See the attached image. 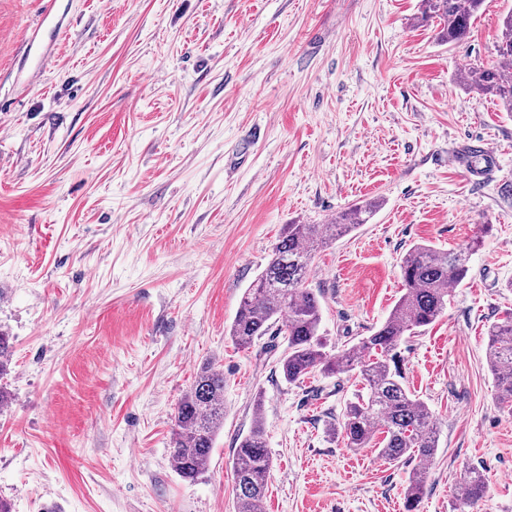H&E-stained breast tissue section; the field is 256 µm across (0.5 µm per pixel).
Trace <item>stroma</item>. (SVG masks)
<instances>
[{"label": "stroma", "instance_id": "1", "mask_svg": "<svg viewBox=\"0 0 512 512\" xmlns=\"http://www.w3.org/2000/svg\"><path fill=\"white\" fill-rule=\"evenodd\" d=\"M63 27L39 28L48 7ZM420 0H0V499L12 512H236L233 450L262 407L264 512H512V412L495 401L487 327L512 309V113L460 83L496 66L512 0H485L440 43ZM34 29L51 55L16 35ZM496 149L488 174L448 160ZM368 200L367 224L319 249L309 287L336 354L403 293L409 249L470 245L444 313L399 348L429 408V463L384 462L333 434L362 385L285 382L286 342L227 329L287 224ZM224 372V427L195 482L170 438L200 368ZM474 154L486 158H494L495 150L486 140L475 138L462 144L458 151L451 154L450 159L453 164L460 165L464 164L466 156L472 157ZM464 493L461 496V512H474L475 506L483 499L486 489L484 475L479 469L472 468L464 480ZM468 508V510H465Z\"/></svg>", "mask_w": 512, "mask_h": 512}]
</instances>
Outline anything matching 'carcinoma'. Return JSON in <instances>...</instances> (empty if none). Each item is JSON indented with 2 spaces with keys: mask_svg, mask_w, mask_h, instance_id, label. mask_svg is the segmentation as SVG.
<instances>
[{
  "mask_svg": "<svg viewBox=\"0 0 512 512\" xmlns=\"http://www.w3.org/2000/svg\"><path fill=\"white\" fill-rule=\"evenodd\" d=\"M485 0H421L418 22L437 21L438 40L456 45L469 33L471 18ZM498 57L512 62V13L503 18ZM463 85L496 98L512 112V76L499 67L474 68L460 77ZM372 205L355 204L327 224H286L267 265L243 293L228 335L241 347L278 333L287 346L280 375L288 383L319 372L325 376L357 373L363 392L345 405L341 431L350 448H374L389 463L405 455L428 460L438 448L428 407L403 386L397 356L405 337L434 323L443 313L450 287L468 274L471 246L448 252L416 245L401 264L404 294L387 320L371 335L335 357L319 334L320 300L308 287L315 252L336 237L367 223ZM487 364L495 377L500 404L512 405V312L488 329ZM224 427V371L201 368L190 391L179 401L171 437V455L178 475L193 482L204 470ZM236 512H259L272 468L261 404L252 427L234 452ZM425 472L412 473L406 489V512L418 507ZM486 489L484 475L473 468L464 480L461 512H474Z\"/></svg>",
  "mask_w": 512,
  "mask_h": 512,
  "instance_id": "obj_1",
  "label": "carcinoma"
}]
</instances>
